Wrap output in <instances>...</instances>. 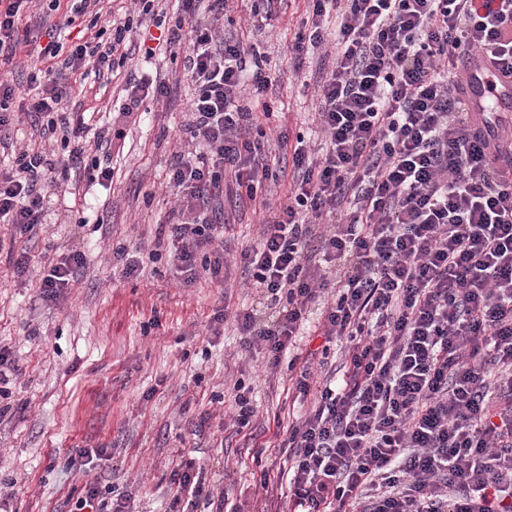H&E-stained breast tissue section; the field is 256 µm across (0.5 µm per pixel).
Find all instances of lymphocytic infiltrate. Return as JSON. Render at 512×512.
<instances>
[{
    "label": "lymphocytic infiltrate",
    "mask_w": 512,
    "mask_h": 512,
    "mask_svg": "<svg viewBox=\"0 0 512 512\" xmlns=\"http://www.w3.org/2000/svg\"><path fill=\"white\" fill-rule=\"evenodd\" d=\"M229 2L178 0L171 18L163 0H131L119 18L105 0H0V66L23 73L0 80V144L15 145L0 167V223L19 245L17 273L47 221L46 189L67 186L73 168L112 179V129L69 111L71 76L125 67L133 26H163L162 45L186 49L194 95L150 261L223 282L225 185L253 201L292 171L286 200L261 203L275 215L239 254L263 302L235 325L274 369L316 311L324 345L344 353L340 378L308 364L295 377L308 405L281 430L288 455L273 478L293 512H512V119L492 102L469 112L461 80L475 59L512 79V0H307L295 60L336 43L315 149L238 106L271 79L265 54L225 35ZM37 6L55 22L28 26ZM79 17L82 35L68 39ZM122 92L117 119L134 124L168 86L132 76ZM23 120L37 141L15 143ZM84 264L76 247L45 256L43 299ZM63 507L130 512L95 482Z\"/></svg>",
    "instance_id": "1"
}]
</instances>
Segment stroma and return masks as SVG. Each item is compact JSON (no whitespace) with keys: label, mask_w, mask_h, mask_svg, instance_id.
<instances>
[{"label":"stroma","mask_w":512,"mask_h":512,"mask_svg":"<svg viewBox=\"0 0 512 512\" xmlns=\"http://www.w3.org/2000/svg\"><path fill=\"white\" fill-rule=\"evenodd\" d=\"M307 0H286L274 28L262 27L248 0H237L226 34L253 44L269 59L266 100L272 125L311 133L317 81L329 68L319 55L296 66L289 47ZM168 80L167 116L133 126L112 155L111 187L89 186L72 170L75 192L48 195L50 223L28 243L29 270L17 275L7 259L10 227L0 224V346L16 370L0 401V490L10 512H60L84 482L99 480L128 497L132 512H210L204 499L177 494L169 481L178 465L199 473L206 490L226 492L239 512H262L266 492L250 458L270 447L276 421L293 412L287 364L266 365L267 351L246 344L224 309L247 311L260 300L232 264L223 283L184 282L169 268L154 270L149 228L174 196L163 190L172 147L184 138L192 88L169 55L142 64ZM224 255L233 259L259 234L260 207L224 200ZM80 247L87 264L72 288L44 301L38 286L44 252ZM143 259L140 275L122 277L125 262ZM253 388L260 406L248 428L225 427L219 396L236 380ZM105 454L90 470L72 467L79 449Z\"/></svg>","instance_id":"35a3bbf8"}]
</instances>
